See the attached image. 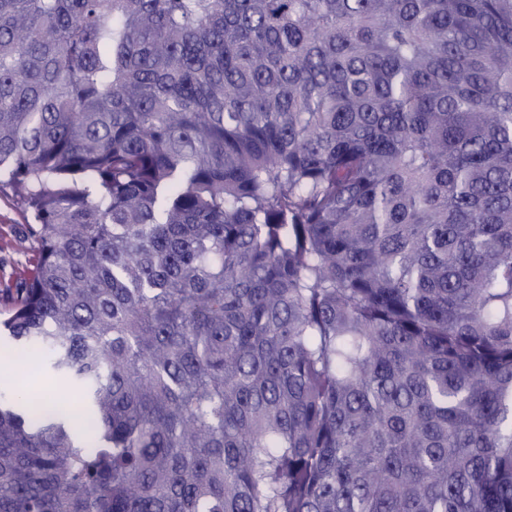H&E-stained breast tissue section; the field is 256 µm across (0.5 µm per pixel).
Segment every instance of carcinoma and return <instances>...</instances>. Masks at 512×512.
<instances>
[{"instance_id":"obj_1","label":"carcinoma","mask_w":512,"mask_h":512,"mask_svg":"<svg viewBox=\"0 0 512 512\" xmlns=\"http://www.w3.org/2000/svg\"><path fill=\"white\" fill-rule=\"evenodd\" d=\"M0 185V512H512V0H0ZM29 217L25 206L14 191L0 189V290L12 288L30 266L32 253L21 246L29 232Z\"/></svg>"}]
</instances>
